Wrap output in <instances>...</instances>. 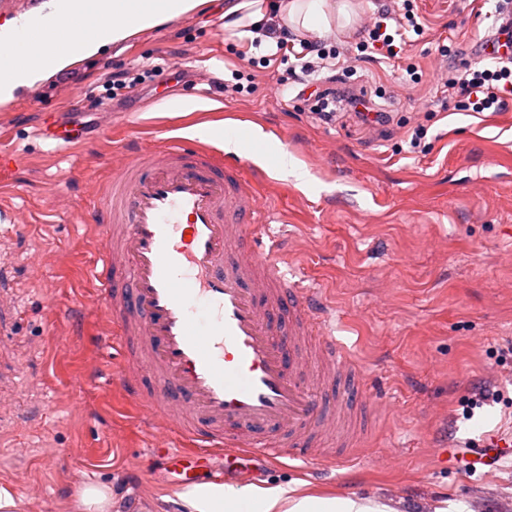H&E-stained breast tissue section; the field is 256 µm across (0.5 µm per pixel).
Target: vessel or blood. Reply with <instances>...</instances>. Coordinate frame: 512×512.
<instances>
[{
    "instance_id": "1",
    "label": "vessel or blood",
    "mask_w": 512,
    "mask_h": 512,
    "mask_svg": "<svg viewBox=\"0 0 512 512\" xmlns=\"http://www.w3.org/2000/svg\"><path fill=\"white\" fill-rule=\"evenodd\" d=\"M273 219L237 166L177 137L124 153L92 215L113 376L161 420L151 454L180 486L227 448L264 466L344 467L362 443L368 386L320 289L254 248ZM328 433L340 455L313 447ZM483 462L512 463V443L492 442Z\"/></svg>"
}]
</instances>
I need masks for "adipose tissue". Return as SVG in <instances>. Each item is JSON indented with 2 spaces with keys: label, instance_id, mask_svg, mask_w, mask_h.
I'll return each instance as SVG.
<instances>
[{
  "label": "adipose tissue",
  "instance_id": "adipose-tissue-1",
  "mask_svg": "<svg viewBox=\"0 0 512 512\" xmlns=\"http://www.w3.org/2000/svg\"><path fill=\"white\" fill-rule=\"evenodd\" d=\"M210 0H40L32 9L0 23V51L10 54L0 67V106L71 70L103 49L194 14ZM301 36L352 28L357 14L350 0H276L268 14L263 0H234L224 14L225 29L238 36L259 32L270 17ZM184 499L192 512H398L391 501L352 495L318 497L298 485L242 487L196 484Z\"/></svg>",
  "mask_w": 512,
  "mask_h": 512
}]
</instances>
